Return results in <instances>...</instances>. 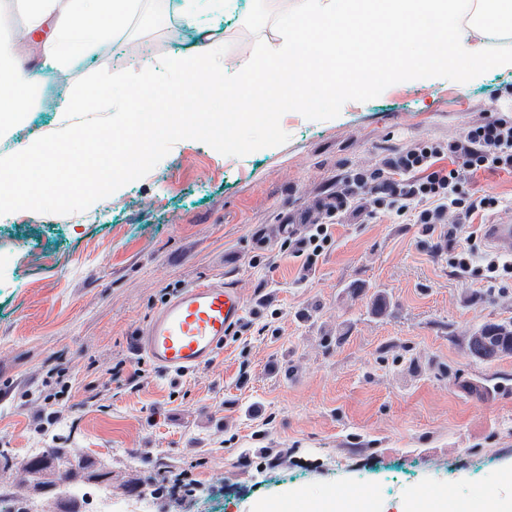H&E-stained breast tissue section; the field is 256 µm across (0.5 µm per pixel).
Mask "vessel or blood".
<instances>
[{"instance_id": "1", "label": "vessel or blood", "mask_w": 512, "mask_h": 512, "mask_svg": "<svg viewBox=\"0 0 512 512\" xmlns=\"http://www.w3.org/2000/svg\"><path fill=\"white\" fill-rule=\"evenodd\" d=\"M499 252L512 254V223L487 227ZM243 299L236 288L207 283L183 289L162 306L136 336L131 349L167 373L183 374L206 364L241 321Z\"/></svg>"}]
</instances>
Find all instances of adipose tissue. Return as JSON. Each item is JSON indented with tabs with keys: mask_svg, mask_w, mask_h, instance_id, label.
<instances>
[{
	"mask_svg": "<svg viewBox=\"0 0 512 512\" xmlns=\"http://www.w3.org/2000/svg\"><path fill=\"white\" fill-rule=\"evenodd\" d=\"M28 34H41L32 57L0 53V128L19 121L50 72L87 67L113 40L137 0H22ZM285 31L269 55L225 76L217 43L164 63L132 59L125 69L89 76L71 86L62 110L73 124L93 112H127L152 86L148 109L163 114L179 86L172 72L188 75L196 107L209 105L212 83L237 90L280 84L294 88L309 110L331 94L359 95L393 80H412L454 63L466 76L511 67L512 57L488 58L469 44L466 29L481 35L512 31V0H292Z\"/></svg>",
	"mask_w": 512,
	"mask_h": 512,
	"instance_id": "1",
	"label": "adipose tissue"
}]
</instances>
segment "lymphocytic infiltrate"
Returning <instances> with one entry per match:
<instances>
[{
	"label": "lymphocytic infiltrate",
	"mask_w": 512,
	"mask_h": 512,
	"mask_svg": "<svg viewBox=\"0 0 512 512\" xmlns=\"http://www.w3.org/2000/svg\"><path fill=\"white\" fill-rule=\"evenodd\" d=\"M461 159L459 167H437L441 154ZM394 168L406 172V179L393 181L378 174L356 173L351 183L337 191L336 200L325 210L322 222L310 225L307 232L295 239L296 255L314 259L331 239L332 222L341 220L348 211H364L366 207L387 206L404 214L415 211L420 224H438L445 212L455 214V222L446 232L448 240L465 238L466 245L449 249L448 264L460 276L481 271L486 282L497 283L501 276L512 275V259L490 260L477 267L478 234L473 217L480 211L497 210L501 202L493 194L475 195L463 191L469 175L477 171L512 169V120L489 117L472 122L464 134L442 145L426 142L401 152Z\"/></svg>",
	"instance_id": "f902f5d3"
}]
</instances>
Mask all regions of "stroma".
Listing matches in <instances>:
<instances>
[{"mask_svg": "<svg viewBox=\"0 0 512 512\" xmlns=\"http://www.w3.org/2000/svg\"><path fill=\"white\" fill-rule=\"evenodd\" d=\"M237 2L197 30L144 0L146 18L101 54L162 60L212 40L244 69L279 43L290 0ZM484 116L512 117V68L470 81L448 68L329 120L291 111L285 144L242 157L182 140L85 211L0 215V451L13 461L0 490H21L31 449L63 447L109 471L114 512L143 495L150 512H488L490 492L512 493V356L477 360L464 338L512 321V278H461L444 225L386 207L334 225L311 268L288 250L349 177ZM64 124L40 107L0 130V156ZM465 188L506 201L487 223L512 217V171ZM215 282L244 312L207 365L164 373L132 354L162 305ZM59 366L71 388L51 423ZM181 473L191 494L164 489Z\"/></svg>", "mask_w": 512, "mask_h": 512, "instance_id": "1", "label": "stroma"}]
</instances>
